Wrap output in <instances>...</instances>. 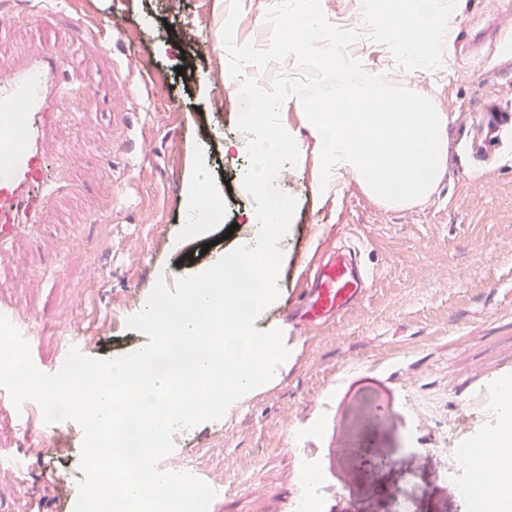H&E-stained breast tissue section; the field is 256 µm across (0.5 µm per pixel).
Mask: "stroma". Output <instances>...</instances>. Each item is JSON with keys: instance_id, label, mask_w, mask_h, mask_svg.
Listing matches in <instances>:
<instances>
[{"instance_id": "obj_1", "label": "stroma", "mask_w": 512, "mask_h": 512, "mask_svg": "<svg viewBox=\"0 0 512 512\" xmlns=\"http://www.w3.org/2000/svg\"><path fill=\"white\" fill-rule=\"evenodd\" d=\"M18 0L17 22L0 33V57L29 46H65L68 91L56 132L71 156L73 192L57 198L48 224L18 241L0 263V304H15L36 322L28 345L36 367L56 372L70 343L110 360L144 347L129 329L158 279L211 267L240 244L227 235L245 224L254 201L242 187L246 151L236 140L241 103L228 75L222 30L225 0H56L57 11L31 14ZM277 0H241L240 44L270 31ZM207 27L195 29L200 17ZM118 26L139 60L137 96L112 85V58L83 42L79 30ZM456 33L432 45L436 66L406 67L391 41L359 35L363 70L404 86L448 115V155L435 189L413 206L372 201L353 176L319 189L320 150L302 103L280 109L302 155L280 170L276 188L296 209L279 246V296L255 327L296 297L309 269L329 248L361 239V261L375 274L365 297L335 324L290 342L272 385L247 409L178 431L182 451L163 471L194 467L224 486L209 512H293L307 470L321 476L320 512H470L457 449L477 447L496 416L476 387L498 377L512 358V145L496 163L467 164L462 141L491 99L512 103V32L494 47L460 53ZM207 171L208 190L223 199L208 240L181 242L190 221L184 193L190 174ZM26 268L15 282L11 267ZM378 414L361 430L366 408ZM34 433L0 413V512H74L83 432L71 421ZM389 464L369 469L362 458Z\"/></svg>"}]
</instances>
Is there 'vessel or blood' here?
Masks as SVG:
<instances>
[{
    "mask_svg": "<svg viewBox=\"0 0 512 512\" xmlns=\"http://www.w3.org/2000/svg\"><path fill=\"white\" fill-rule=\"evenodd\" d=\"M67 54L62 47L31 46L22 60L0 62V144L7 146L9 171L0 178V254L24 235H35L55 198L69 190L50 138L60 121L57 103L63 96L58 78ZM138 58L128 53L112 70V81L133 97L131 79ZM512 130V105L488 104L478 115L476 132L462 152L469 163H488L498 156L501 135ZM373 276L355 253L336 250L316 269L290 314L291 339L333 323L361 301ZM0 408L15 410L7 390L0 388ZM18 427L36 422L35 404L15 410Z\"/></svg>",
    "mask_w": 512,
    "mask_h": 512,
    "instance_id": "b4317fda",
    "label": "vessel or blood"
}]
</instances>
